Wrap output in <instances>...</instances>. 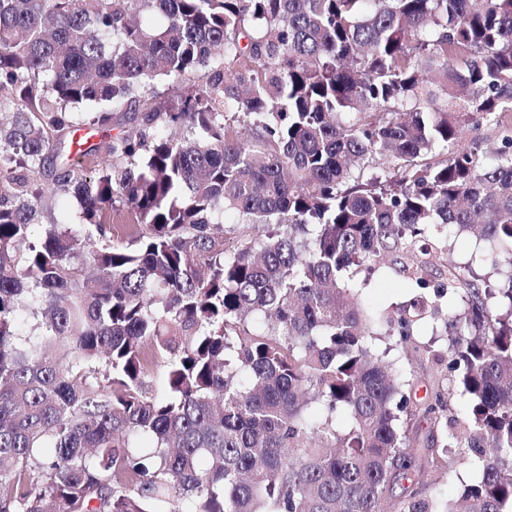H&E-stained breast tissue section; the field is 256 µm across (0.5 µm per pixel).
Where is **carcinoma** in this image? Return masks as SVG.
I'll list each match as a JSON object with an SVG mask.
<instances>
[{
    "label": "carcinoma",
    "mask_w": 512,
    "mask_h": 512,
    "mask_svg": "<svg viewBox=\"0 0 512 512\" xmlns=\"http://www.w3.org/2000/svg\"><path fill=\"white\" fill-rule=\"evenodd\" d=\"M92 106L136 130L75 138ZM388 260L461 304L424 456L374 341L436 309L355 298ZM462 467L445 512H512V0H0V512H428ZM479 478V474L472 470H461L458 475L448 477L442 471L431 472L428 476L427 486L422 491V497L432 501L435 505L445 503L449 499L460 496L463 485Z\"/></svg>",
    "instance_id": "cac0c4a2"
}]
</instances>
